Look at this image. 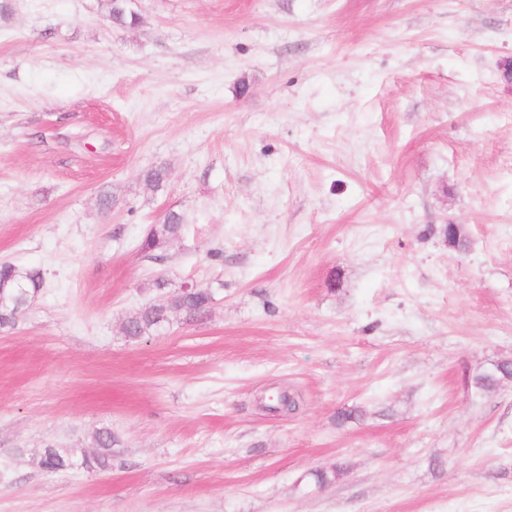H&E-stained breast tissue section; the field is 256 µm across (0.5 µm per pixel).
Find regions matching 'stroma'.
<instances>
[{
  "label": "stroma",
  "instance_id": "35a3bbf8",
  "mask_svg": "<svg viewBox=\"0 0 512 512\" xmlns=\"http://www.w3.org/2000/svg\"><path fill=\"white\" fill-rule=\"evenodd\" d=\"M8 2L0 262L44 286L0 512H512V379L469 384L512 361V0ZM187 283L203 316L124 335ZM101 427L110 470L42 469ZM181 216L172 211L169 212L161 224L152 225L147 235L142 239L140 249L144 253H151L163 246L171 239L179 236L182 229ZM512 377V362L502 361L492 369H478L472 376L471 383L481 392H488L497 387L504 379Z\"/></svg>",
  "mask_w": 512,
  "mask_h": 512
}]
</instances>
